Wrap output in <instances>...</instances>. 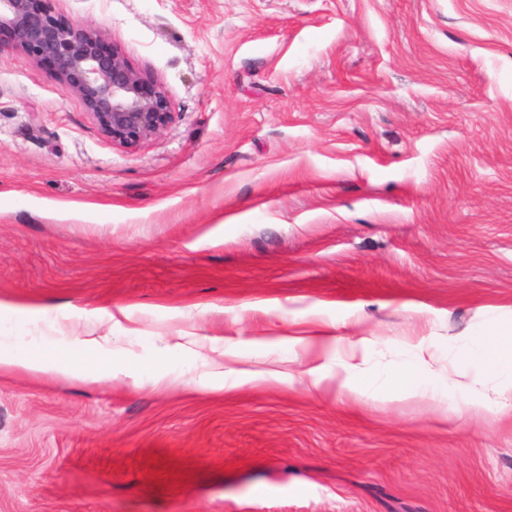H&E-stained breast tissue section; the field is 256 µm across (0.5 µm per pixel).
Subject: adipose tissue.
Wrapping results in <instances>:
<instances>
[{
	"mask_svg": "<svg viewBox=\"0 0 512 512\" xmlns=\"http://www.w3.org/2000/svg\"><path fill=\"white\" fill-rule=\"evenodd\" d=\"M463 346L467 357L456 363L448 376L431 370L432 357L425 346L419 345L414 348L408 367L393 372L390 380L407 397L429 391L453 398L469 389L472 368L479 364L506 380L496 391L494 406H512V324H479ZM104 350L102 340L91 337L81 339L74 352L55 349L26 352L15 347L9 337L0 336V371L21 369L36 376L72 377L90 383L105 377L117 378L123 373V366L115 364L105 371L94 360Z\"/></svg>",
	"mask_w": 512,
	"mask_h": 512,
	"instance_id": "ef3b65f1",
	"label": "adipose tissue"
}]
</instances>
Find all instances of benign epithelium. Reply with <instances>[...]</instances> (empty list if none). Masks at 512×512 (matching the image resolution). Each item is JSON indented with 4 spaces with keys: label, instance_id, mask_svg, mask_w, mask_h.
Instances as JSON below:
<instances>
[{
    "label": "benign epithelium",
    "instance_id": "obj_1",
    "mask_svg": "<svg viewBox=\"0 0 512 512\" xmlns=\"http://www.w3.org/2000/svg\"><path fill=\"white\" fill-rule=\"evenodd\" d=\"M52 2L0 0L9 46L49 63L61 89L83 100L112 144L135 147L160 133L171 119L163 86L131 68L117 48L104 49L100 29L56 16Z\"/></svg>",
    "mask_w": 512,
    "mask_h": 512
}]
</instances>
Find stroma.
I'll return each mask as SVG.
<instances>
[{"label":"stroma","instance_id":"35a3bbf8","mask_svg":"<svg viewBox=\"0 0 512 512\" xmlns=\"http://www.w3.org/2000/svg\"><path fill=\"white\" fill-rule=\"evenodd\" d=\"M165 89L112 145L0 50V298L22 349L112 338L126 376L0 372V512H512V410L337 394L512 319V0H54ZM184 336L240 354L236 371ZM318 368L324 390L303 370ZM364 340L349 342L345 353L343 366L349 370L350 376L341 384L351 394L370 397L377 391L376 380L367 378L357 371V364L354 362L357 358L359 346L365 345Z\"/></svg>","mask_w":512,"mask_h":512}]
</instances>
